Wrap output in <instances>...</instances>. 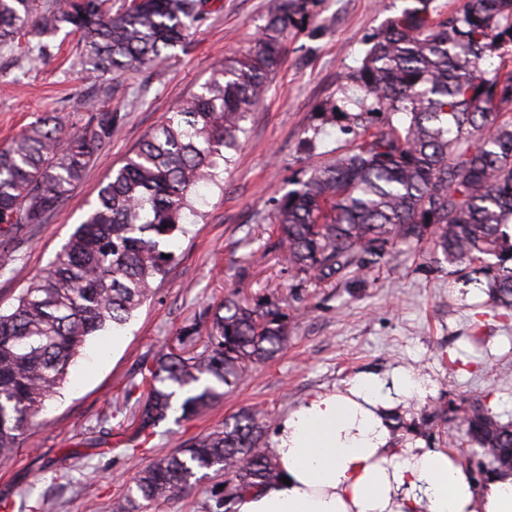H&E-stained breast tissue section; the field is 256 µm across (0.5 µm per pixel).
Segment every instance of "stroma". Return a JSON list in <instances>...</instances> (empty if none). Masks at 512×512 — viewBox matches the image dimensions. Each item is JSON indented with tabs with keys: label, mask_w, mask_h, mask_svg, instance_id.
Wrapping results in <instances>:
<instances>
[{
	"label": "stroma",
	"mask_w": 512,
	"mask_h": 512,
	"mask_svg": "<svg viewBox=\"0 0 512 512\" xmlns=\"http://www.w3.org/2000/svg\"><path fill=\"white\" fill-rule=\"evenodd\" d=\"M278 0H209L205 21L152 70L121 76L112 99L82 81L74 36L61 34L49 57L33 61L0 48V147L46 112L81 117L88 104L109 102L117 126L99 159L74 185L68 201L36 228L20 258L0 270V308L10 309L30 278L52 261L83 220L114 165L156 127L183 96L199 91L225 56L247 51ZM406 0H311L284 38L282 62L263 100L250 113L249 133L219 185L202 189L187 235L170 248L176 263L119 330L92 336L48 401L38 427L26 432L8 465L0 466L6 512H109L133 487L137 466L181 442L223 426L239 411L270 414L267 436L280 420L317 393H332L362 372L403 366L431 379L426 402L400 409L396 430L447 447V434L428 414L451 401L479 399L501 421L512 419V312L494 308L485 290L463 286L448 264L435 263L431 242L401 247L367 279L332 284L300 282L274 250L263 218L272 200L311 169L348 152L353 137L323 122L330 108L357 112L351 83L389 18ZM266 300L290 313L288 347L200 416L162 422L141 444L125 390L140 365L176 343L181 327L205 324L225 295ZM122 414L99 434L113 404ZM67 479H58L59 471ZM93 491H86L88 475Z\"/></svg>",
	"instance_id": "35a3bbf8"
}]
</instances>
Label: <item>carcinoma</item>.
<instances>
[{
    "label": "carcinoma",
    "instance_id": "cac0c4a2",
    "mask_svg": "<svg viewBox=\"0 0 512 512\" xmlns=\"http://www.w3.org/2000/svg\"><path fill=\"white\" fill-rule=\"evenodd\" d=\"M389 19L350 79L363 92L360 111L324 112L346 121L355 143L314 168L276 201V247L288 269L317 283L368 274L400 245L430 240L466 283L486 279L492 302L512 309V0H462L442 16L431 0ZM207 0H0V46L44 59V36L77 37L82 79L150 69L207 15ZM306 0H281L249 51L224 58L172 115L153 128L112 171L97 202L50 265L0 310V463L64 382L89 337L129 322L175 255L163 245L186 234L187 213L202 186L221 181L247 133L244 123L268 89L283 38ZM408 125L400 130L392 116ZM112 109L91 107L80 121L51 113L0 150V268L68 200L70 190L112 135ZM207 336L194 324L182 348L142 363L133 417L146 444L170 415L189 420L222 400L257 364L288 345V314L276 304L234 295L209 314ZM204 340L203 351L184 347ZM446 433L464 432L478 469L512 470V421L479 403H450ZM266 414L247 409L224 426L187 441L140 471L136 493L112 512L184 496L201 471L232 474L229 491L211 495L220 512L279 477L266 448Z\"/></svg>",
    "mask_w": 512,
    "mask_h": 512
}]
</instances>
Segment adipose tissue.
I'll return each mask as SVG.
<instances>
[{"label":"adipose tissue","instance_id":"1","mask_svg":"<svg viewBox=\"0 0 512 512\" xmlns=\"http://www.w3.org/2000/svg\"><path fill=\"white\" fill-rule=\"evenodd\" d=\"M428 391L414 373H363L290 410L273 437L279 481L237 512H512V471L478 486L455 453L398 443L392 413Z\"/></svg>","mask_w":512,"mask_h":512}]
</instances>
